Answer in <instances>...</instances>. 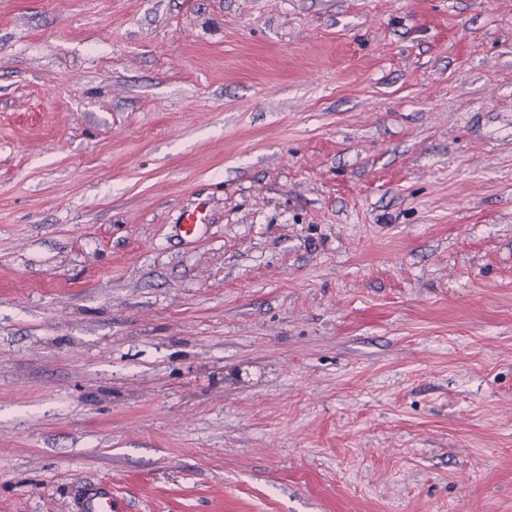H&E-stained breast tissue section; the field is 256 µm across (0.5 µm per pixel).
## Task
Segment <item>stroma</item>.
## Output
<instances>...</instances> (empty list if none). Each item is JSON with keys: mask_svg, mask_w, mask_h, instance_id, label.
Masks as SVG:
<instances>
[{"mask_svg": "<svg viewBox=\"0 0 512 512\" xmlns=\"http://www.w3.org/2000/svg\"><path fill=\"white\" fill-rule=\"evenodd\" d=\"M98 480L512 512V0H0V512Z\"/></svg>", "mask_w": 512, "mask_h": 512, "instance_id": "stroma-1", "label": "stroma"}]
</instances>
